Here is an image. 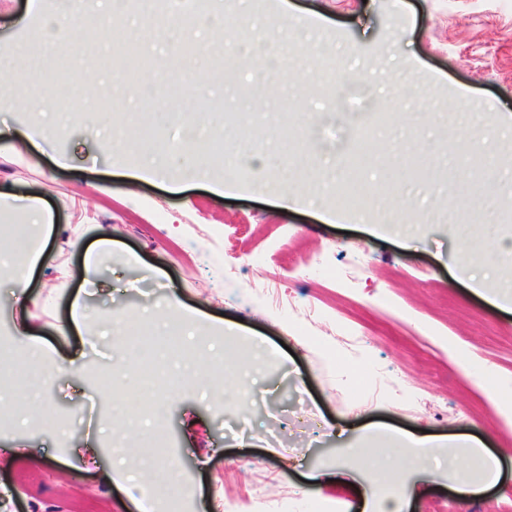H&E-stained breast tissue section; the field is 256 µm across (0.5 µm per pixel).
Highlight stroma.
<instances>
[{"label": "stroma", "mask_w": 512, "mask_h": 512, "mask_svg": "<svg viewBox=\"0 0 512 512\" xmlns=\"http://www.w3.org/2000/svg\"><path fill=\"white\" fill-rule=\"evenodd\" d=\"M150 6L110 19L84 0L35 83L42 18L64 0H0V190H42L52 215L24 293L0 277V343L32 315L66 366L44 386L52 415L0 424V449L23 452L0 468L8 512H166L143 473L108 485L94 467L149 427L180 512H359L342 443L412 428L482 439L503 476L465 503L410 477V512H512V254L492 269L485 247L512 242V0H226L225 26L148 43L130 81L125 19ZM244 15L280 39L277 62L242 52ZM28 127L33 144L10 152ZM243 139L259 162L242 177ZM187 158L210 179L180 182ZM105 231L111 254L85 267ZM169 314L187 320L178 353L150 334ZM121 322L147 329L155 364L131 416L139 373L107 336ZM181 365L197 389H171Z\"/></svg>", "instance_id": "1"}]
</instances>
